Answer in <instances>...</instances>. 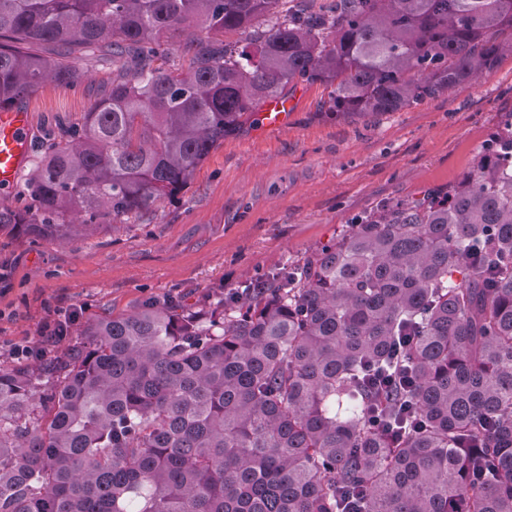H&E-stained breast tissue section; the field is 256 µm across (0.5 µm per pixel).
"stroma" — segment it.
Segmentation results:
<instances>
[{
    "label": "stroma",
    "mask_w": 512,
    "mask_h": 512,
    "mask_svg": "<svg viewBox=\"0 0 512 512\" xmlns=\"http://www.w3.org/2000/svg\"><path fill=\"white\" fill-rule=\"evenodd\" d=\"M91 78L49 83L20 104L32 137L83 123L112 80V64L87 60ZM285 127L246 125L208 155L174 197L68 243L0 231V363L38 341L44 323L77 312L62 354L88 322L147 301L195 306L300 259L373 208L460 182L512 114V56L462 91L378 116L333 115L328 90L290 87Z\"/></svg>",
    "instance_id": "stroma-1"
}]
</instances>
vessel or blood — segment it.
<instances>
[{"mask_svg": "<svg viewBox=\"0 0 512 512\" xmlns=\"http://www.w3.org/2000/svg\"><path fill=\"white\" fill-rule=\"evenodd\" d=\"M292 108L290 100L268 99L261 107L259 120L267 129L284 126ZM30 155L29 113L22 108L0 112V186L13 185Z\"/></svg>", "mask_w": 512, "mask_h": 512, "instance_id": "vessel-or-blood-1", "label": "vessel or blood"}]
</instances>
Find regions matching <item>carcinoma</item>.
<instances>
[{"label": "carcinoma", "instance_id": "cac0c4a2", "mask_svg": "<svg viewBox=\"0 0 512 512\" xmlns=\"http://www.w3.org/2000/svg\"><path fill=\"white\" fill-rule=\"evenodd\" d=\"M190 26V66H153ZM503 30L512 0H0V110L116 66L0 228L65 242L147 210L300 82L337 115L455 93ZM246 289L0 365V512H512V116L457 185Z\"/></svg>", "mask_w": 512, "mask_h": 512}]
</instances>
